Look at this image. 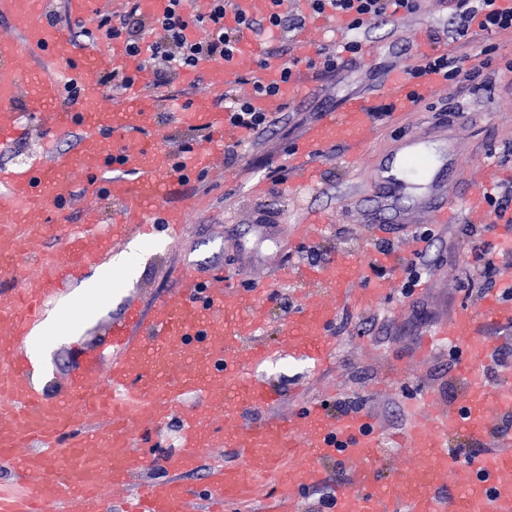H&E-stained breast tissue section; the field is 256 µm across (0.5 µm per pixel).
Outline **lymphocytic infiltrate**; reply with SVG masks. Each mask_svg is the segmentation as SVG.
Instances as JSON below:
<instances>
[{"label": "lymphocytic infiltrate", "mask_w": 512, "mask_h": 512, "mask_svg": "<svg viewBox=\"0 0 512 512\" xmlns=\"http://www.w3.org/2000/svg\"><path fill=\"white\" fill-rule=\"evenodd\" d=\"M228 2L207 0L204 9L194 11L188 0H168L163 16L149 20L141 11L140 0H126L123 11L98 15L95 28L77 23L74 38L83 48L97 45L102 38L123 41L127 55L140 58L142 67L151 70L153 85L158 88L170 86L180 72L194 70L200 60L232 59L245 37L298 32L310 17L336 13L346 18L348 30L355 33L370 21L393 18L400 13L412 15L420 8V0H308L309 13L302 16L283 12L284 0H272L269 12L259 18L237 10L235 23L230 26L225 22ZM507 32H512V0H456L455 21L448 31V40L467 46L480 43L483 67L491 66V56L496 51L495 45L488 42L489 36ZM362 46V40L354 36L338 48L322 46L316 61L291 56L281 66V77L290 79L302 63L310 68L322 65L328 74L339 73L346 65V55L361 54ZM276 90V85L256 83L248 96L225 93L232 124L245 129L252 139L262 137L276 121L257 111L252 98Z\"/></svg>", "instance_id": "obj_1"}]
</instances>
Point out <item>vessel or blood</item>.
I'll list each match as a JSON object with an SVG mask.
<instances>
[{"label":"vessel or blood","instance_id":"b4317fda","mask_svg":"<svg viewBox=\"0 0 512 512\" xmlns=\"http://www.w3.org/2000/svg\"><path fill=\"white\" fill-rule=\"evenodd\" d=\"M52 2L0 0V19L13 32L0 39V150L25 133L29 116L47 128L43 149L55 156L50 165L37 156L22 168H0V255L17 258L11 273L28 269L23 287L0 290V465L13 470L12 485L0 488V512H106L113 489L122 486V512H195L200 497L206 512L257 497L269 512H298L329 461L341 462L349 474L329 512H512V437L492 427L495 416L512 413V367L499 364L498 344L481 331L485 323L512 325V300L497 292L479 308H458L419 347L422 357L444 346L455 349L466 394L434 415L424 404L405 403L410 421L397 446L412 460L388 476L376 473L383 437L368 411L337 414L310 401L287 418L273 412L282 394L259 367L285 357L326 365L334 355L336 317L352 287L362 285L369 299L388 293L390 275L399 269L393 250L362 261L277 264V283L302 281L306 287L271 343L262 339L255 289L225 287L218 275L183 274L178 287L154 298L148 311L131 300L126 315L113 321L107 348L83 353L56 392L31 383L25 340L62 288L98 267L124 238L150 234L147 214L162 211L172 235L184 227V212L160 207L171 180L169 160L140 144L159 111L168 110L178 125L206 128L214 146L241 134L216 105L238 78L234 61L203 60L184 73L185 83L201 78L206 89L181 109L143 95L147 72L113 48V66L135 72L137 80L116 111L99 110L103 89L89 71L100 55L77 50L70 25L46 22ZM258 78L279 85L278 94L253 100L271 116L301 90L282 81L280 66L271 62ZM438 86L435 77L414 85L397 76L386 93L404 112L414 99L433 97ZM376 110L375 102L351 100L308 129L293 150L304 188L318 185L311 159L323 148L343 146L356 159ZM73 130L80 133L78 148L57 154L58 137ZM404 146V155L388 154L376 170L364 224L375 240L389 238L419 210L438 224L456 221L448 184L458 173L455 148L431 151L424 136ZM74 168L86 174L89 195L111 200L110 217L88 210L71 222ZM467 220L496 223L484 193L468 197ZM328 224L324 212L310 210L290 234L296 244H308L322 238ZM52 236L61 241L60 250L46 249ZM491 368L500 378L494 386L485 381ZM173 417L179 422L177 452L143 451L141 432L161 429ZM462 434L492 447L460 463L450 446ZM219 445L237 449L241 465L207 460L209 449ZM147 469L167 476L128 485V475ZM198 470L205 484L200 496L183 479Z\"/></svg>","mask_w":512,"mask_h":512}]
</instances>
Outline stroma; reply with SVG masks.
<instances>
[{
  "label": "stroma",
  "instance_id": "obj_1",
  "mask_svg": "<svg viewBox=\"0 0 512 512\" xmlns=\"http://www.w3.org/2000/svg\"><path fill=\"white\" fill-rule=\"evenodd\" d=\"M452 17L448 0H422L416 14L371 23L364 35L370 51L364 62L331 78L317 77L315 70L299 66L305 96L291 104L282 123L261 140L239 147L238 162L232 168H225L223 155H216L220 174L206 179L200 189L176 182L170 185L163 205L185 212L182 235L172 240L157 229L143 240L138 272L123 291L100 306L79 336L49 353L46 387L68 378L84 350L105 347L107 330L123 314L130 295L149 303L173 287L178 275L191 270L205 275L236 272L263 282L269 294L261 304L265 338L273 340L279 324L298 303L299 292L268 282V267L306 258L312 251L324 262L339 255L360 259L374 254L373 240L359 233L363 208L372 193L371 169L379 157L423 126L455 120L462 170H469L478 156L481 173L498 182L512 181V160L504 158L505 147H512V72L500 70L480 86L460 75L415 111L377 118L368 144L352 166L342 162L343 147L326 148L314 159L321 175L316 190H299L300 176L288 164L290 149L324 111L352 98L385 95L388 78L404 72L423 42L457 54L456 45L448 41ZM280 167L286 170L282 182L272 176ZM259 184L265 188L260 196L254 193ZM310 209L330 215L329 229L314 246L295 245L287 227L298 223ZM411 227L428 228L434 234L427 247L424 274L430 288L406 296L396 287L388 298L342 308L335 326L334 359L324 370L288 360L264 366V377L284 395L277 414L292 415L304 402L332 390L337 401H359L385 431L395 433L406 421L405 398L427 396V410L432 414L463 399L465 385L449 351L436 352L426 360L415 358L413 352L457 308L480 305L485 289L481 268L471 253L474 241L492 244L490 257L498 266L512 264V252L499 246L494 228L485 224L478 225L476 237L471 238L465 233L466 220L436 224L428 214L419 213L413 216Z\"/></svg>",
  "mask_w": 512,
  "mask_h": 512
}]
</instances>
